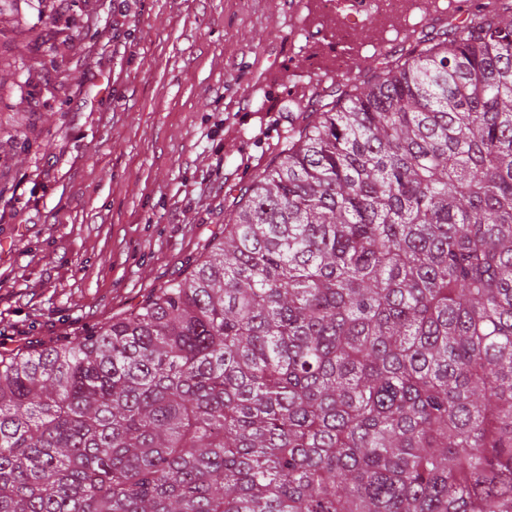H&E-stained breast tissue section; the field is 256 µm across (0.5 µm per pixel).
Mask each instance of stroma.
I'll list each match as a JSON object with an SVG mask.
<instances>
[{"label":"stroma","instance_id":"obj_1","mask_svg":"<svg viewBox=\"0 0 512 512\" xmlns=\"http://www.w3.org/2000/svg\"><path fill=\"white\" fill-rule=\"evenodd\" d=\"M399 16L351 15L361 59L440 37L432 0ZM29 47L43 145L15 158L0 194V352L56 343L135 308L184 277L224 225L232 189L268 165L288 105L330 54L339 22L319 0H58ZM352 69V70H353Z\"/></svg>","mask_w":512,"mask_h":512}]
</instances>
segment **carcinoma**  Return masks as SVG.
<instances>
[{
  "mask_svg": "<svg viewBox=\"0 0 512 512\" xmlns=\"http://www.w3.org/2000/svg\"><path fill=\"white\" fill-rule=\"evenodd\" d=\"M307 106L187 276L0 353V512H512V0Z\"/></svg>",
  "mask_w": 512,
  "mask_h": 512,
  "instance_id": "cac0c4a2",
  "label": "carcinoma"
}]
</instances>
